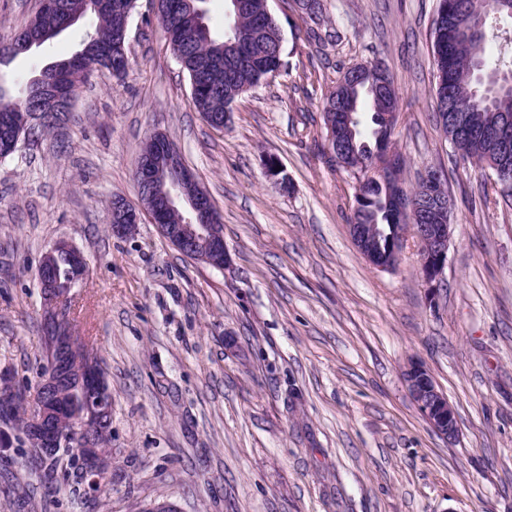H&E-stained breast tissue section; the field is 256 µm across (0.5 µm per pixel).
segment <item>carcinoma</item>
Wrapping results in <instances>:
<instances>
[{
	"mask_svg": "<svg viewBox=\"0 0 512 512\" xmlns=\"http://www.w3.org/2000/svg\"><path fill=\"white\" fill-rule=\"evenodd\" d=\"M191 2L201 14V22L193 29L185 28L182 23L186 0H160L159 21L172 54L189 78L192 107L215 124L224 115V98L239 93L245 86L252 88L274 77V68L266 63L238 69L235 81L229 82L225 67L215 63L216 58L224 54V40L240 35L243 55L258 60L268 53L269 48H277L278 32L267 22L266 0H247L246 15L238 21L232 17L224 21L221 34L210 23L207 0ZM131 12L129 0H107L98 10L91 9L88 0H57L54 11L34 15L21 31L0 44V62L24 56L78 22L93 19L94 32L86 34L80 49L67 59L46 63L39 76L47 77L60 68L65 71L67 84L73 92L96 71L106 70L119 80L127 73L129 58L126 47L119 46L117 39ZM505 18L512 19L505 7L489 10L480 0H448V10L441 17L443 43L433 47V63L437 72V111L448 113V119L455 125L493 129L500 124L503 114L512 116V89L502 77L504 72L512 69V62L488 51L491 22ZM333 105L338 111L350 108L355 118L351 129L338 127L334 130L336 145L351 143L361 157L371 160L383 134L381 114L394 112L398 107L394 84L376 94L366 84L355 89L353 83L341 81L330 92L323 111L330 112ZM71 109L69 105L64 111L46 113L39 133L66 122ZM30 113L29 95L15 96L0 81V116L8 117L12 126L22 130L28 126ZM455 150L480 167H488L490 162L497 161L490 141L461 140L456 143ZM394 190L395 186L390 183L370 180L356 197L358 208L354 210V223L378 225L383 242L391 233L388 198ZM7 375L16 386L17 400L9 413H0V434L17 439L21 449H35L37 445L29 439L26 428L39 394L31 391L29 385L17 381L18 372L9 368ZM86 401V392L79 389L63 395L60 404L65 412L64 428L82 427ZM90 434L101 451L110 452L112 419L98 423ZM73 455L74 451L68 448L46 465L35 459L24 461V465L47 487H70L73 500L78 502L81 497L74 488L70 471Z\"/></svg>",
	"mask_w": 512,
	"mask_h": 512,
	"instance_id": "obj_1",
	"label": "carcinoma"
}]
</instances>
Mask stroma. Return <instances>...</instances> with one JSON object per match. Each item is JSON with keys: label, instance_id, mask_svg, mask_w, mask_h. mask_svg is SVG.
Wrapping results in <instances>:
<instances>
[{"label": "stroma", "instance_id": "obj_1", "mask_svg": "<svg viewBox=\"0 0 512 512\" xmlns=\"http://www.w3.org/2000/svg\"><path fill=\"white\" fill-rule=\"evenodd\" d=\"M268 0L285 70L241 95L222 129L190 105L151 0L129 22L123 80L81 85L70 121L0 160V370L35 378L37 269L58 240L89 265L73 291L80 335L112 392V474L74 506L0 456V512H512V196L454 152L436 121L437 0ZM81 22L0 68L20 94L72 56ZM378 62L399 95L392 144L413 187L445 176L448 267L429 290L419 243L374 268L354 244L355 178L324 152L323 105L344 71ZM164 134L211 195L230 262L183 256L149 220L114 236L112 202L137 203L136 159ZM283 182L265 170L268 157ZM424 366L454 406L448 441L416 409L403 371Z\"/></svg>", "mask_w": 512, "mask_h": 512}]
</instances>
